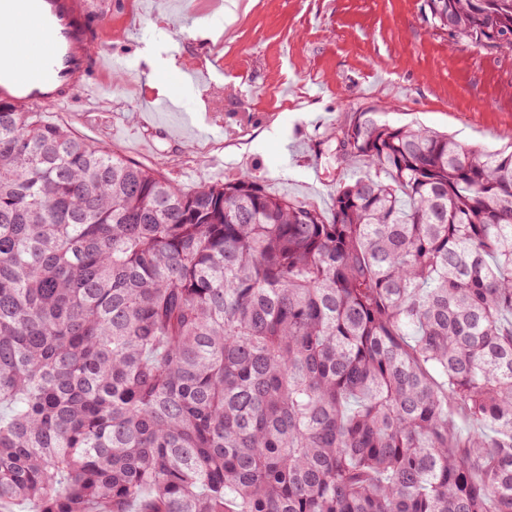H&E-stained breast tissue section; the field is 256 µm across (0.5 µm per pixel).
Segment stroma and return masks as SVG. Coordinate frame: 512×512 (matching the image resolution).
Instances as JSON below:
<instances>
[{"instance_id": "obj_1", "label": "stroma", "mask_w": 512, "mask_h": 512, "mask_svg": "<svg viewBox=\"0 0 512 512\" xmlns=\"http://www.w3.org/2000/svg\"><path fill=\"white\" fill-rule=\"evenodd\" d=\"M104 0L102 52L123 75L99 94L44 112L91 142L191 187L247 173L267 189L329 209L339 183L332 131L382 107L390 123L422 126L469 146H512V54L452 45L432 32L425 0ZM204 68L202 85L151 69L147 55Z\"/></svg>"}]
</instances>
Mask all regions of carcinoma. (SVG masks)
Segmentation results:
<instances>
[{"instance_id":"carcinoma-1","label":"carcinoma","mask_w":512,"mask_h":512,"mask_svg":"<svg viewBox=\"0 0 512 512\" xmlns=\"http://www.w3.org/2000/svg\"><path fill=\"white\" fill-rule=\"evenodd\" d=\"M512 53V0H426ZM329 211L0 101V508L512 512V150L372 108Z\"/></svg>"}]
</instances>
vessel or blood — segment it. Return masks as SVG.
Segmentation results:
<instances>
[{"label": "vessel or blood", "instance_id": "obj_1", "mask_svg": "<svg viewBox=\"0 0 512 512\" xmlns=\"http://www.w3.org/2000/svg\"><path fill=\"white\" fill-rule=\"evenodd\" d=\"M34 26L41 39L16 52ZM107 31L89 0H0V100L51 108L94 89L103 67L120 66L98 51Z\"/></svg>", "mask_w": 512, "mask_h": 512}]
</instances>
